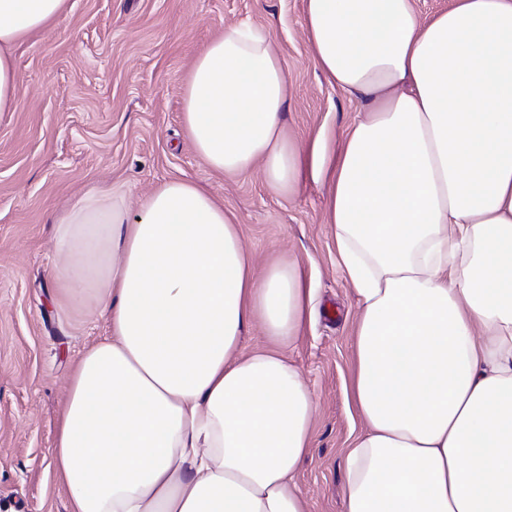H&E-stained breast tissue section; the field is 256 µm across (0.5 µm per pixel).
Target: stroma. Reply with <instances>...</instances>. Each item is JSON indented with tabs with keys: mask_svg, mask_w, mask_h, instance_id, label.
<instances>
[{
	"mask_svg": "<svg viewBox=\"0 0 512 512\" xmlns=\"http://www.w3.org/2000/svg\"><path fill=\"white\" fill-rule=\"evenodd\" d=\"M270 28L288 74L285 132L308 149L320 128L341 135L362 114L311 60L302 0H67L13 48L19 107L0 112V512H69L53 474L57 412L74 365L104 336L93 307L67 304L55 280L58 216L90 186L122 190L130 210L169 179L196 182L239 220L256 272L303 266L314 317L284 355L316 407L313 446L298 469L307 512H344L342 450L362 423L351 401L356 296L337 263L325 196L290 195L210 169L181 120L191 65L226 28Z\"/></svg>",
	"mask_w": 512,
	"mask_h": 512,
	"instance_id": "35a3bbf8",
	"label": "stroma"
}]
</instances>
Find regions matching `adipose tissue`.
<instances>
[{
    "mask_svg": "<svg viewBox=\"0 0 512 512\" xmlns=\"http://www.w3.org/2000/svg\"><path fill=\"white\" fill-rule=\"evenodd\" d=\"M66 0H0V112L13 46ZM311 59L364 117L301 152L269 28L225 29L192 64L182 123L213 170L326 192L357 298L345 512H512V0H303ZM70 303L107 331L74 369L53 468L71 512H306L315 406L282 352L311 319L296 263L255 275L238 220L201 185L130 213L93 187L56 220ZM259 324L271 345L245 352Z\"/></svg>",
    "mask_w": 512,
    "mask_h": 512,
    "instance_id": "1",
    "label": "adipose tissue"
}]
</instances>
